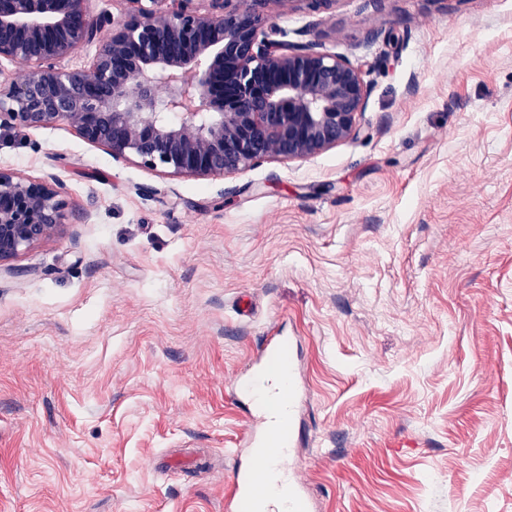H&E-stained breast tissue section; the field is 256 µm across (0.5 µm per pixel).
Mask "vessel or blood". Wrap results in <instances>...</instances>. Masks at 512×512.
I'll return each instance as SVG.
<instances>
[{"mask_svg":"<svg viewBox=\"0 0 512 512\" xmlns=\"http://www.w3.org/2000/svg\"><path fill=\"white\" fill-rule=\"evenodd\" d=\"M284 345L278 330H270L263 338L255 372L232 385L233 391H248L262 411L242 435L240 444L250 449L251 463L233 468L226 512H315L298 476L293 438L283 431L294 424L302 406L297 361L285 354ZM261 486L270 491L262 502L256 498Z\"/></svg>","mask_w":512,"mask_h":512,"instance_id":"b4317fda","label":"vessel or blood"}]
</instances>
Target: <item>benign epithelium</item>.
<instances>
[{
  "mask_svg": "<svg viewBox=\"0 0 512 512\" xmlns=\"http://www.w3.org/2000/svg\"><path fill=\"white\" fill-rule=\"evenodd\" d=\"M94 16L88 0H0V127L71 126L113 159L172 176H226L302 160L360 132V68L270 26L297 6L336 0H124ZM94 44L84 69L61 62ZM65 186L0 171V262L57 234Z\"/></svg>",
  "mask_w": 512,
  "mask_h": 512,
  "instance_id": "1",
  "label": "benign epithelium"
}]
</instances>
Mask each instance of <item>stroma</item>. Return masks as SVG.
<instances>
[{
  "label": "stroma",
  "instance_id": "obj_1",
  "mask_svg": "<svg viewBox=\"0 0 512 512\" xmlns=\"http://www.w3.org/2000/svg\"><path fill=\"white\" fill-rule=\"evenodd\" d=\"M273 22L360 67L356 138L193 179L0 128L68 202L0 263V512H224L272 324L319 512H512V0Z\"/></svg>",
  "mask_w": 512,
  "mask_h": 512
}]
</instances>
